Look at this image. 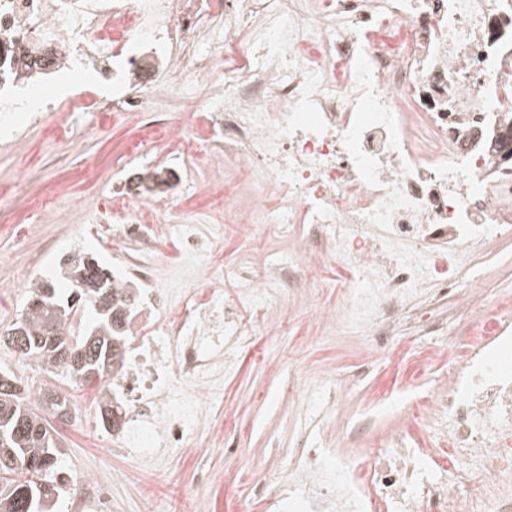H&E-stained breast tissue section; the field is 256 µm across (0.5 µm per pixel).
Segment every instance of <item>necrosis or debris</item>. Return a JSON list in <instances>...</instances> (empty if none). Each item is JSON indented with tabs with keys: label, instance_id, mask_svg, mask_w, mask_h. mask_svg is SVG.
<instances>
[{
	"label": "necrosis or debris",
	"instance_id": "obj_1",
	"mask_svg": "<svg viewBox=\"0 0 512 512\" xmlns=\"http://www.w3.org/2000/svg\"><path fill=\"white\" fill-rule=\"evenodd\" d=\"M116 58L126 90L84 110L136 119L202 107L223 155L170 123L142 125L143 139L250 173L248 232L301 227L302 260L324 251L357 272L324 321L370 326L386 350L419 289L472 310L464 260L512 238V163L500 157L512 137V0H0V81L39 85L71 65L106 82ZM140 205L113 199V235L144 257L121 272L135 305L109 393L119 451L153 461L205 425L207 397L253 331L222 289L172 302L151 258L155 225L174 230L190 262L215 243L168 194L147 215H134ZM297 260L252 280L255 318ZM490 325L419 402L429 436L401 424L354 464L301 448L279 512L297 501L314 512H512V310Z\"/></svg>",
	"mask_w": 512,
	"mask_h": 512
}]
</instances>
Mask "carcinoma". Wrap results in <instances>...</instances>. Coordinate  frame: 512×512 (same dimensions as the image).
<instances>
[{
  "label": "carcinoma",
  "instance_id": "carcinoma-1",
  "mask_svg": "<svg viewBox=\"0 0 512 512\" xmlns=\"http://www.w3.org/2000/svg\"><path fill=\"white\" fill-rule=\"evenodd\" d=\"M72 276L67 293L59 292L53 280L41 277L25 291V312L7 330L0 343L13 332H22L26 347L18 353L22 361L34 362L48 372L65 374L74 382L100 379L112 382V366L122 360L128 337L115 330V307H98L97 299L109 293L112 301L129 296L116 288L112 271L89 256L70 261ZM95 311L94 326L81 336L72 335V315L79 305ZM57 321L60 346L80 355L60 362L57 348L45 336L47 319ZM71 409L64 394L44 388L30 394L19 379L0 372V512H49L46 502L62 490L57 477L61 449L47 416L67 418Z\"/></svg>",
  "mask_w": 512,
  "mask_h": 512
}]
</instances>
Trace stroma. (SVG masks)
<instances>
[{"label":"stroma","instance_id":"stroma-1","mask_svg":"<svg viewBox=\"0 0 512 512\" xmlns=\"http://www.w3.org/2000/svg\"><path fill=\"white\" fill-rule=\"evenodd\" d=\"M111 93L108 85L75 83L63 69L47 92L58 109L44 124L30 123L25 112L9 113L0 122V187L26 185L25 193L0 199V327L12 324L21 310V278L29 266L64 289L68 281L59 262L69 255L88 253L114 270L118 256L137 253L134 244L112 237V186L168 158L160 149L129 154V143L141 131L126 115L98 120L69 108L75 99ZM91 162L98 168L95 180L85 175ZM180 172L186 183L179 195L182 206L207 207L213 170L188 163ZM208 209L205 229L216 233L217 247L207 267L189 269L175 240L162 235L167 287L210 282L225 296L242 299L240 272L261 276L265 262L294 252L300 243L299 229L269 224L250 234L223 207ZM315 267L320 287L289 289L281 304L266 312L234 372L209 400V425L190 447L171 449L157 464L113 452L112 433L99 422L98 383L76 385L20 361L4 345L0 369H10L30 389L52 386L67 394L71 416L55 424L62 442L61 474L71 480L93 471L106 477L116 512H272L269 503L288 483L300 438L325 449L328 457L357 460L397 425L413 397L432 390L447 373L453 359L449 343L487 331L486 323L423 292L392 338L394 355L378 352L367 332L318 318V311L340 306L352 273L328 254L317 255ZM464 275L477 279L486 313L512 306V240L491 242L481 263ZM419 311L434 317L433 329L414 320ZM321 382L333 385L339 397L317 415L307 400ZM201 467L209 474L204 483L195 479ZM263 469L268 485L259 492L253 480Z\"/></svg>","mask_w":512,"mask_h":512}]
</instances>
